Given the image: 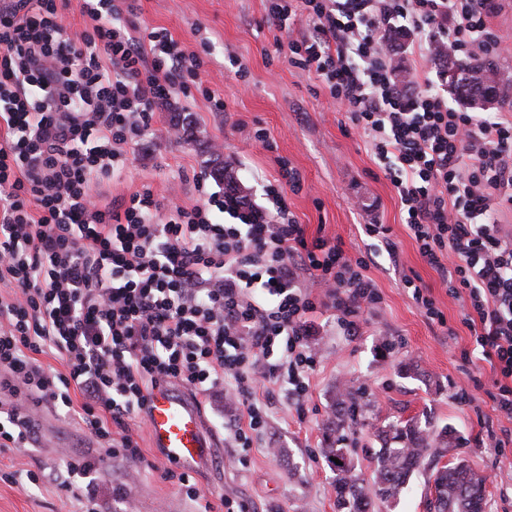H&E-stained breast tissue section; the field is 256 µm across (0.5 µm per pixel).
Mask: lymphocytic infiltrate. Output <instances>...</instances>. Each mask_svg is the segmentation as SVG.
<instances>
[{
  "mask_svg": "<svg viewBox=\"0 0 512 512\" xmlns=\"http://www.w3.org/2000/svg\"><path fill=\"white\" fill-rule=\"evenodd\" d=\"M135 2L80 0L92 25L70 37L58 0H0L1 448L31 444L45 402L101 447L139 456L126 421L171 383L202 395L223 387L239 412L234 444L252 447L268 419L257 391L301 400L320 362L306 341L312 287L348 336L381 301L369 252L352 258L339 240L307 238L288 206L302 177L287 160L264 205L209 191L200 175L189 207L148 186L95 205L93 186L124 177L172 94L197 89L225 109L202 83L201 55L139 25ZM265 2L277 27L308 20L285 58L367 138L422 260L465 295L463 320L497 372L491 398L512 420V241L497 224L512 208V114L452 107L429 72L441 52L507 50L488 23L496 0ZM399 29L415 36L404 82L390 39ZM50 350L65 372L39 364Z\"/></svg>",
  "mask_w": 512,
  "mask_h": 512,
  "instance_id": "1",
  "label": "lymphocytic infiltrate"
}]
</instances>
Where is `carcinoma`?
<instances>
[{
    "label": "carcinoma",
    "instance_id": "obj_1",
    "mask_svg": "<svg viewBox=\"0 0 512 512\" xmlns=\"http://www.w3.org/2000/svg\"><path fill=\"white\" fill-rule=\"evenodd\" d=\"M448 87L466 102L477 95H486L496 102L500 98L495 64L478 58L468 60L438 57ZM345 421L331 423L326 434L323 454L335 472L334 489L338 512H375V508L390 509L399 498L412 473L427 456L443 458L451 450V439L442 435L429 443L423 429L417 425L390 424L379 430L382 446L375 453V465L370 488L355 473L356 467L351 448L341 434ZM341 464H336V461ZM486 479L456 459L433 474V512H482Z\"/></svg>",
    "mask_w": 512,
    "mask_h": 512
}]
</instances>
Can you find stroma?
Listing matches in <instances>:
<instances>
[{
    "label": "stroma",
    "instance_id": "stroma-1",
    "mask_svg": "<svg viewBox=\"0 0 512 512\" xmlns=\"http://www.w3.org/2000/svg\"><path fill=\"white\" fill-rule=\"evenodd\" d=\"M139 18L164 27L186 51H200L209 41L202 80L224 100L227 112L216 117L202 95L172 98L154 115L152 129L137 148L124 179L98 187L101 203L149 185L190 206L195 175L220 155L240 189L260 198L265 182L279 172V159L298 169L304 186L289 195L288 206L308 237L340 240L349 256L368 248L374 263L368 274L382 300L368 313L359 335L347 336L333 313L317 308L309 344L322 354L310 376L302 408L275 399L270 424L254 447L237 450L225 424L236 410L224 406L220 393L203 397L207 434L214 450L207 466L184 468L205 494L189 499L163 479L165 461L152 448L142 417L128 421L141 456L131 460L109 454L75 421L52 404L37 417L46 430L27 448H0V512H224L223 499L242 503L246 512H336L334 474L322 449L326 429L338 411L337 392L362 389L364 407L347 423V443L354 450L356 472L370 479L377 429L389 423H415L428 437L452 434L456 452L487 478L483 512H512V443L492 447V439L512 429L493 409L489 392L495 374L476 349L462 321V301L449 295L439 274L422 262L408 235L400 202L374 162L365 138L326 91L301 69L279 58L277 41L307 32L298 18L279 31L266 17L265 0H137ZM248 70L239 81L235 64ZM188 125L182 138H168L171 123ZM266 129L268 142L252 137ZM367 224H385L398 246L399 268H392L380 246L370 245ZM415 277L442 310L444 324L426 319L401 275ZM96 465L93 487L73 483L63 488L54 476L63 459ZM436 462L426 458L412 475L393 512H429ZM40 475L29 487L27 472ZM132 487L115 499L113 490Z\"/></svg>",
    "mask_w": 512,
    "mask_h": 512
}]
</instances>
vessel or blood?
<instances>
[{"label":"vessel or blood","mask_w":512,"mask_h":512,"mask_svg":"<svg viewBox=\"0 0 512 512\" xmlns=\"http://www.w3.org/2000/svg\"><path fill=\"white\" fill-rule=\"evenodd\" d=\"M145 417L151 443L165 459L186 464L208 459L210 445L194 403L163 386L151 394Z\"/></svg>","instance_id":"1"}]
</instances>
